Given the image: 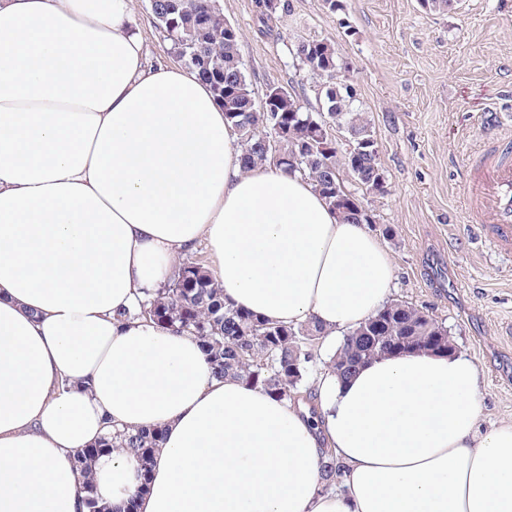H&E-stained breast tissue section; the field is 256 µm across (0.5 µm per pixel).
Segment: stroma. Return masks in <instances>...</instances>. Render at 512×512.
Returning <instances> with one entry per match:
<instances>
[{
  "label": "stroma",
  "mask_w": 512,
  "mask_h": 512,
  "mask_svg": "<svg viewBox=\"0 0 512 512\" xmlns=\"http://www.w3.org/2000/svg\"><path fill=\"white\" fill-rule=\"evenodd\" d=\"M218 0L239 33V55L254 92L293 89L318 113L320 84L300 70V40L334 45L378 142L386 190L346 178L373 215L370 225L394 265L391 298L427 311L448 330L480 377V424L512 422V259L494 252L463 219L464 165L485 113L512 114V0H458L447 13L418 0ZM131 8L150 59L178 58L156 28L149 0Z\"/></svg>",
  "instance_id": "35a3bbf8"
}]
</instances>
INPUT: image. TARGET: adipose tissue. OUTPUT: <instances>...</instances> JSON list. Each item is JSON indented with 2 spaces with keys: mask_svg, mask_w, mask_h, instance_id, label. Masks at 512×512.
I'll return each instance as SVG.
<instances>
[{
  "mask_svg": "<svg viewBox=\"0 0 512 512\" xmlns=\"http://www.w3.org/2000/svg\"><path fill=\"white\" fill-rule=\"evenodd\" d=\"M201 241L227 304L330 346L394 279L310 179L243 172L209 85L147 62L130 0H0V512H84L77 454L114 426L164 441L147 471L97 457L107 512H512V423L481 428L465 356L323 374L313 418L134 317Z\"/></svg>",
  "mask_w": 512,
  "mask_h": 512,
  "instance_id": "adipose-tissue-1",
  "label": "adipose tissue"
}]
</instances>
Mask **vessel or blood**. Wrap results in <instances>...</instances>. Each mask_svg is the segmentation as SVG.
<instances>
[{
	"instance_id": "1",
	"label": "vessel or blood",
	"mask_w": 512,
	"mask_h": 512,
	"mask_svg": "<svg viewBox=\"0 0 512 512\" xmlns=\"http://www.w3.org/2000/svg\"><path fill=\"white\" fill-rule=\"evenodd\" d=\"M466 221L480 225L484 240L512 256V130L488 120L466 166Z\"/></svg>"
}]
</instances>
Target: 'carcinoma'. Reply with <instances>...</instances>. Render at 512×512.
Listing matches in <instances>:
<instances>
[{
    "label": "carcinoma",
    "instance_id": "obj_1",
    "mask_svg": "<svg viewBox=\"0 0 512 512\" xmlns=\"http://www.w3.org/2000/svg\"><path fill=\"white\" fill-rule=\"evenodd\" d=\"M151 11L177 56L209 83L224 106L227 122L241 136L244 170L273 158L266 130L278 127L281 133L277 134L276 166L307 176L344 219L374 223L361 200L338 179L343 168L365 190L384 192L385 176L375 132L365 113L352 110L353 94L340 82L336 51L331 44L305 40L295 46L296 56L309 74L325 73V112L315 117L303 111L289 91L266 106L256 105L240 62L238 36L229 35L225 29L224 16L215 0H154ZM333 124L350 143L342 154L336 145L328 153L318 148L320 140L329 138L327 127ZM138 315L161 327L193 333L214 376L233 375L279 400L293 402L300 400L311 361L304 340L321 335V328L309 322L287 327L225 304L224 289L217 287L201 261L193 258L180 263L160 296L143 304ZM398 341L405 342L407 348L433 345L446 349L449 336L429 314L394 300L346 335L339 353L333 356L332 371L345 376L365 359L388 352ZM162 440L158 428L117 430L102 445L78 452V473L86 478L94 458L104 448H125L147 469ZM321 471L329 486L340 474L336 458L326 448Z\"/></svg>",
    "mask_w": 512,
    "mask_h": 512
}]
</instances>
